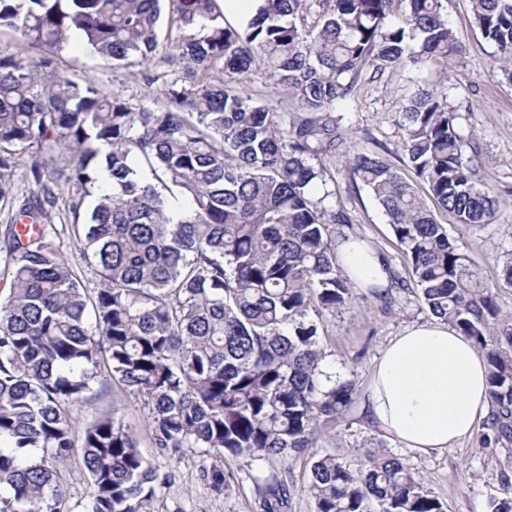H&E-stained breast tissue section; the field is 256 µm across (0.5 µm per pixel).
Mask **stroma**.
<instances>
[{
    "instance_id": "obj_1",
    "label": "stroma",
    "mask_w": 512,
    "mask_h": 512,
    "mask_svg": "<svg viewBox=\"0 0 512 512\" xmlns=\"http://www.w3.org/2000/svg\"><path fill=\"white\" fill-rule=\"evenodd\" d=\"M448 22L463 45L462 55L447 74L438 71L418 73L407 69L385 72L365 84L354 99L338 104L336 117L344 132V143L326 161L329 186L336 192V205L352 219L351 234L372 242L388 260L407 288L397 290L392 302L375 298L366 288H354L349 306L317 319L318 334L341 379L354 380L357 391H364L369 374L383 348L394 337L414 324L430 321L419 291L411 283L402 250L380 207L361 184L355 183L345 165L347 156L369 152L399 164L403 132L396 123L402 100L420 87H443L449 103L459 114L463 131L478 135L480 177L495 185L503 205L493 223L460 224L452 215H441L448 235L488 278H495L497 257L512 250V84L500 71L497 47L477 27L472 0H445ZM174 8L164 0V17L157 35L158 50L145 63L115 66L91 52L79 39H71L57 54V70L73 79L94 80L104 93L118 95L132 106L161 99L171 81L192 87L200 80L184 64L169 57L168 17ZM118 412L138 435L140 452L167 475L158 488L154 512H254V481L271 475L283 480L289 489V512H315L307 492L311 465L309 456L286 461L262 458H229L224 468L233 475L224 493H215L203 472L212 463L201 450L180 453L155 447L142 406L127 395L108 375H100L93 385L92 398L74 409L82 422L103 413ZM484 429L454 447L423 452L404 447L377 426L364 420L358 406H351L347 417L336 426L335 435L322 436L320 451L340 454L373 449L401 458L445 504L447 512H491L495 493L493 480L507 464L508 452L502 445L485 442Z\"/></svg>"
}]
</instances>
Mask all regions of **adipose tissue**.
<instances>
[{
  "mask_svg": "<svg viewBox=\"0 0 512 512\" xmlns=\"http://www.w3.org/2000/svg\"><path fill=\"white\" fill-rule=\"evenodd\" d=\"M339 263L361 288L386 287L390 272L366 240L349 235ZM489 408L486 365L470 339L435 320L408 328L385 347L367 382L362 410L383 432L420 451L472 435Z\"/></svg>",
  "mask_w": 512,
  "mask_h": 512,
  "instance_id": "ef3b65f1",
  "label": "adipose tissue"
}]
</instances>
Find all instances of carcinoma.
<instances>
[{"mask_svg":"<svg viewBox=\"0 0 512 512\" xmlns=\"http://www.w3.org/2000/svg\"><path fill=\"white\" fill-rule=\"evenodd\" d=\"M161 0H0V28L42 48L0 57V512H72L50 460L81 456L85 512H151L164 477L117 413L75 436L72 412L105 372L141 403L158 448L201 449L203 476L231 484L224 459L309 453L350 408L354 387L332 383L309 312L348 305L332 224H348L323 157L344 137L333 115L366 78L408 67L448 74L462 51L443 0H263L246 31L216 0H175L180 60L227 78L172 83L157 106L129 105L91 79L60 75L74 34L116 64L156 50ZM476 25L503 54L512 82V0H472ZM261 66L299 110L288 123L243 97L231 76ZM407 180L381 157L349 159L402 247L430 314L486 359L496 443H512V314L494 284L448 236L435 210L484 224L499 206L479 179L475 149L438 90L400 112ZM34 154L18 189L20 160ZM112 190L100 185V173ZM73 223L56 227V187ZM24 229H18V222ZM92 268L76 275L65 242ZM315 512H446L400 458L311 456ZM492 512H512L503 472ZM281 480L255 482V512H288Z\"/></svg>","mask_w":512,"mask_h":512,"instance_id":"cac0c4a2","label":"carcinoma"}]
</instances>
